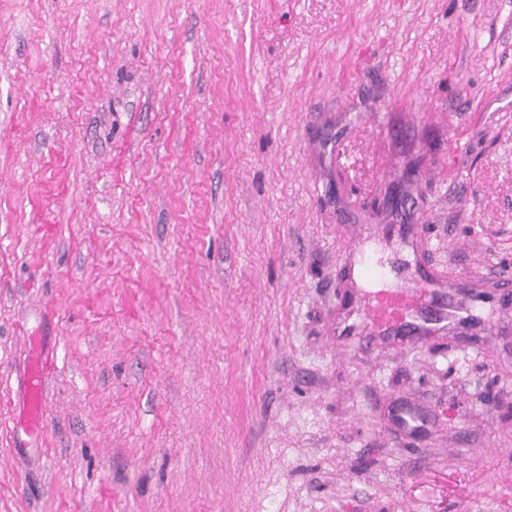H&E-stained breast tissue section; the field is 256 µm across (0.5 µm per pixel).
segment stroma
<instances>
[{"instance_id": "obj_1", "label": "stroma", "mask_w": 512, "mask_h": 512, "mask_svg": "<svg viewBox=\"0 0 512 512\" xmlns=\"http://www.w3.org/2000/svg\"><path fill=\"white\" fill-rule=\"evenodd\" d=\"M507 271L512 0H0V512H512ZM371 323L380 334L389 333L403 318L404 297L391 292L380 291L371 298ZM49 363L41 354H35L26 377V401L24 422L29 429L42 425L47 414L44 397V376Z\"/></svg>"}]
</instances>
